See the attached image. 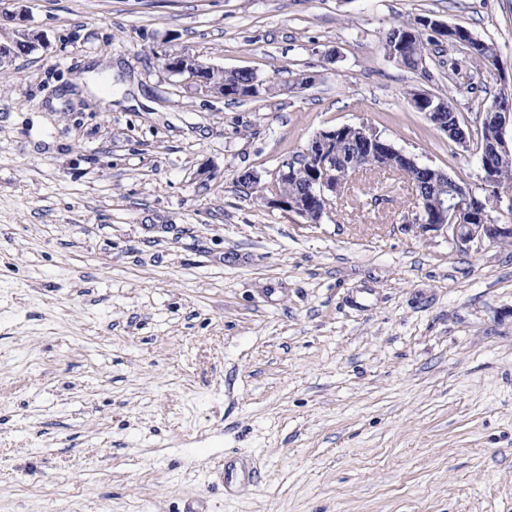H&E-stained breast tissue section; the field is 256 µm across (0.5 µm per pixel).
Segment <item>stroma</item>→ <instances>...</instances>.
<instances>
[{
    "mask_svg": "<svg viewBox=\"0 0 512 512\" xmlns=\"http://www.w3.org/2000/svg\"><path fill=\"white\" fill-rule=\"evenodd\" d=\"M431 15L493 40L420 75L382 48ZM0 512H512V245L403 224L407 175L362 172L321 223L243 188L365 124L477 189L410 104L474 118L512 82V0H0ZM248 69L236 101L164 72ZM315 75L298 88L300 74ZM249 459L228 494L214 469ZM163 68L172 75L184 77V80L205 92L217 91L224 94V89L237 95L234 99H247L257 97L270 91L271 87H259L257 90L250 84L260 81L254 72L242 70H218V68L198 60L195 56L186 53L165 54L160 57ZM217 70L203 77L204 71ZM218 93V94H220ZM224 97H229L226 93ZM411 105L414 103L413 108L418 112H426L428 119H431L434 114L447 112L442 118L436 120L443 121L445 117H448V125L444 126V132L459 133L456 130L457 126L462 128L465 126L464 117L461 113L457 112L447 94L431 92L427 90H421L418 88H412L407 92Z\"/></svg>",
    "mask_w": 512,
    "mask_h": 512,
    "instance_id": "35a3bbf8",
    "label": "stroma"
}]
</instances>
